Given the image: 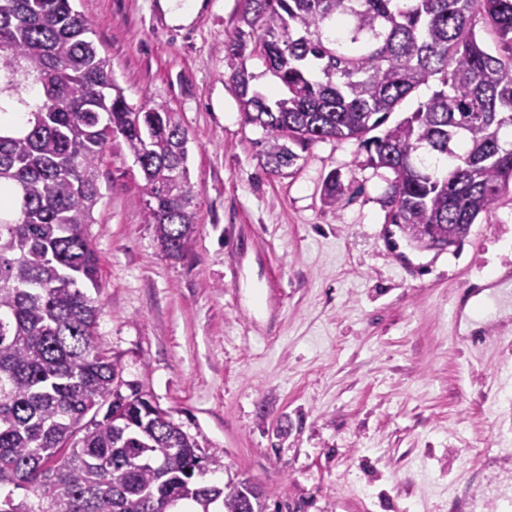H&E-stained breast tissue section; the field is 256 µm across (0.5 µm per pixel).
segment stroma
I'll use <instances>...</instances> for the list:
<instances>
[{"label": "stroma", "mask_w": 512, "mask_h": 512, "mask_svg": "<svg viewBox=\"0 0 512 512\" xmlns=\"http://www.w3.org/2000/svg\"><path fill=\"white\" fill-rule=\"evenodd\" d=\"M129 104L149 98L188 132L199 211L174 259L139 204L117 137L98 163L86 233L98 256L97 331L125 384L205 452L209 484L250 480L267 512H486L512 482V315L463 333L482 275L512 269V194L460 247L425 249L388 223L393 175L354 141H321L271 170L265 135L230 89L239 0L169 24L160 0H74ZM346 187L324 202L326 178ZM499 455L482 456L483 444Z\"/></svg>", "instance_id": "obj_1"}]
</instances>
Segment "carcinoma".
<instances>
[{"instance_id": "obj_1", "label": "carcinoma", "mask_w": 512, "mask_h": 512, "mask_svg": "<svg viewBox=\"0 0 512 512\" xmlns=\"http://www.w3.org/2000/svg\"><path fill=\"white\" fill-rule=\"evenodd\" d=\"M73 0H0V512H174L266 495L196 474L224 469L120 372L96 331L98 257L84 233L98 162L120 135L143 176L144 223L171 257L198 224L178 113L130 105ZM227 51L260 58L282 94L231 78L276 168L317 141L354 140L393 173L388 221L428 246L460 245L512 190V0H241ZM490 29L496 47L478 36ZM440 88L386 126L429 79ZM381 130L376 135L374 131ZM345 192L336 174L324 202ZM29 492L21 500L14 490Z\"/></svg>"}]
</instances>
